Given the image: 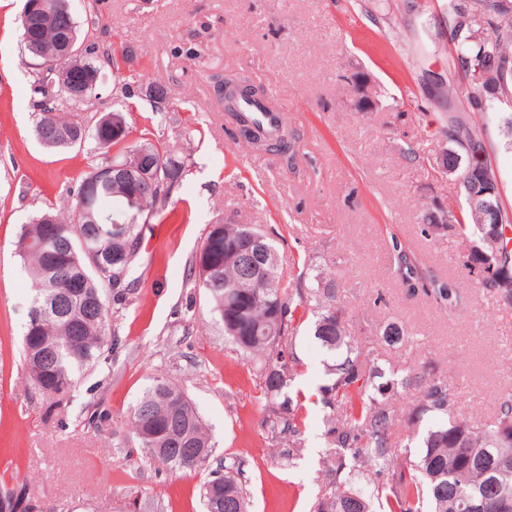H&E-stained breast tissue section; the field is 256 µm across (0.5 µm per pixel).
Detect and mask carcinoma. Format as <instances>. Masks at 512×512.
I'll return each mask as SVG.
<instances>
[{"label":"carcinoma","instance_id":"1","mask_svg":"<svg viewBox=\"0 0 512 512\" xmlns=\"http://www.w3.org/2000/svg\"><path fill=\"white\" fill-rule=\"evenodd\" d=\"M23 0L20 27L24 50L34 65L40 51L56 41L58 32L42 26L35 14H27ZM465 12L474 18L463 31L450 35L464 75L480 68V82L469 83L471 93H486L503 85L504 66L512 69V9L497 0H467ZM448 130L446 136L474 164L491 174L484 159L481 131L457 110L459 88L448 84ZM62 101L70 97H46L33 133L46 148L79 149L92 141L106 155L80 177L68 215L44 211L21 226L16 254L31 281L23 349L28 376L37 388L61 402L82 373L93 368L111 349L107 331L110 305H123L129 293V278L136 259L145 249L139 221L164 222L172 193L190 172L188 155L181 149L155 144L147 139L129 141L131 124L120 113L126 129L118 135L99 137L97 123L79 114L59 115ZM263 105L258 97L242 96L225 108L231 123L246 124L252 132L247 142L256 148L288 151V124L271 134L252 119L242 102ZM115 154H110V151ZM137 169L123 179L106 176L104 168L124 162ZM502 224L487 230L480 201L464 199L447 221L436 224L433 214L424 221L432 230L456 229L476 235L481 253L471 261L492 260L497 278L491 291L512 303V218L499 209ZM261 239L264 249H249V238ZM393 275L412 295L419 293L445 309L456 307V286L424 271L418 256L398 238L391 241ZM210 251L209 261L191 260L195 287L204 291L211 312L224 325V335L240 351L263 357L257 368L263 398L267 439L281 448L280 458L300 457L303 442L299 406L294 404L292 366L287 360L292 344L289 328L296 309L294 288L286 280L277 248L264 233L248 224H214L200 252ZM125 259L123 282L107 274L112 256ZM333 280L314 276L311 298L315 314L314 336L339 357L329 366L331 383L322 388V403L329 410L325 421L327 448L335 462L326 471V484L316 512H374L373 503L354 489L353 480L367 468L381 477L377 486L380 512H467L461 504L499 495L512 499V398L504 400L492 424L477 429L457 412L458 396L443 379L413 370L397 371L377 361L370 363L354 352L351 337L341 325L333 304ZM388 345L409 341L402 326L391 323L380 331ZM415 390L419 404L409 417L418 424L433 413L441 417L421 438L418 454L397 457L392 450L394 413L387 394L397 388ZM341 417H336V411ZM138 447L171 470L191 471L207 466L213 444L201 417L183 387L155 376L145 388L130 415ZM206 512H226L224 502L234 500L248 512L247 493L239 481V467L230 462L216 471L201 488Z\"/></svg>","mask_w":512,"mask_h":512}]
</instances>
